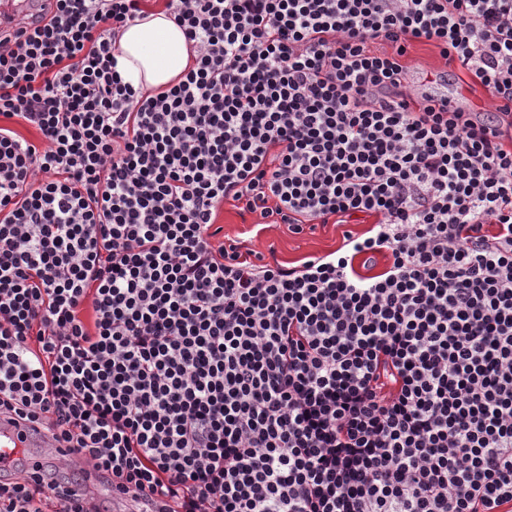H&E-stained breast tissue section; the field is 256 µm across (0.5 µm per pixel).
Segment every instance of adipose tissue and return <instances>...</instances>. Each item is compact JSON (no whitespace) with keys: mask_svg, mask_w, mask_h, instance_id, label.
<instances>
[{"mask_svg":"<svg viewBox=\"0 0 512 512\" xmlns=\"http://www.w3.org/2000/svg\"><path fill=\"white\" fill-rule=\"evenodd\" d=\"M114 55L124 81L155 90L164 89L194 63L183 31L162 8L117 33Z\"/></svg>","mask_w":512,"mask_h":512,"instance_id":"obj_1","label":"adipose tissue"}]
</instances>
